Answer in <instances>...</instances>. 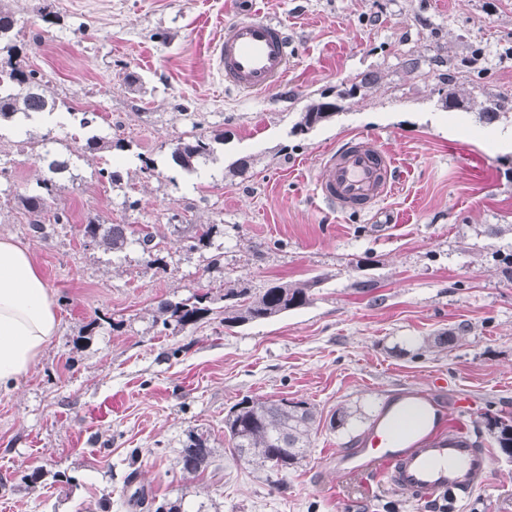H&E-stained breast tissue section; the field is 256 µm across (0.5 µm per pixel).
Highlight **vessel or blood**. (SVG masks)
I'll return each mask as SVG.
<instances>
[{
  "label": "vessel or blood",
  "instance_id": "obj_1",
  "mask_svg": "<svg viewBox=\"0 0 512 512\" xmlns=\"http://www.w3.org/2000/svg\"><path fill=\"white\" fill-rule=\"evenodd\" d=\"M212 60L225 87L260 93L282 83L290 69L288 30L264 18L225 21L224 34L212 45ZM317 193L327 206L348 212L375 204L394 189L395 162L375 140L355 136L324 154ZM489 453L456 431L423 435L399 446L388 428L375 425L363 448L336 454L337 471L370 475L414 500H427L442 491L468 494L484 481Z\"/></svg>",
  "mask_w": 512,
  "mask_h": 512
}]
</instances>
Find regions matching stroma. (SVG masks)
<instances>
[{"instance_id":"stroma-1","label":"stroma","mask_w":512,"mask_h":512,"mask_svg":"<svg viewBox=\"0 0 512 512\" xmlns=\"http://www.w3.org/2000/svg\"><path fill=\"white\" fill-rule=\"evenodd\" d=\"M0 0L24 27L21 60L69 109L97 113L124 142L121 179L98 174L110 153L78 152L72 125L0 127V237L26 246L50 292L58 332L15 387L0 389V503L8 512H512V457L486 427L512 415V118L486 122L488 100L512 98V0ZM243 16L288 28L286 82L225 90L209 51ZM459 106L446 108L451 72ZM371 85L348 96L353 79ZM327 122L293 127L320 96ZM223 135L213 161L187 175L172 146ZM377 139L396 162L389 198L340 213L315 194L325 149ZM75 159L49 202L68 223L31 232L16 204L47 177L30 138ZM152 161L143 169L142 158ZM247 159L248 170L229 174ZM152 234L112 254L83 238L89 219ZM208 247L188 250L193 225ZM309 284L307 305L228 327V288ZM210 293L213 312L180 332L157 305ZM462 331L450 348L427 337ZM426 397L448 428L465 401L469 437L490 451L483 487L412 501L336 472L327 454L354 452L394 401ZM314 407L305 458L273 472L236 460L224 418L245 398ZM346 423L331 428L338 409ZM207 438L204 473L183 471L189 434ZM133 483H126L128 474ZM147 503L132 505L134 493Z\"/></svg>"}]
</instances>
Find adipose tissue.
<instances>
[{
	"mask_svg": "<svg viewBox=\"0 0 512 512\" xmlns=\"http://www.w3.org/2000/svg\"><path fill=\"white\" fill-rule=\"evenodd\" d=\"M57 325L55 305L30 253L0 238V388L35 366Z\"/></svg>",
	"mask_w": 512,
	"mask_h": 512,
	"instance_id": "ef3b65f1",
	"label": "adipose tissue"
}]
</instances>
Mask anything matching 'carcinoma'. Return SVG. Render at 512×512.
<instances>
[{"label":"carcinoma","instance_id":"carcinoma-1","mask_svg":"<svg viewBox=\"0 0 512 512\" xmlns=\"http://www.w3.org/2000/svg\"><path fill=\"white\" fill-rule=\"evenodd\" d=\"M18 19L14 14L0 7V123L14 122L19 119L29 120L37 114L52 113L57 106L55 93L37 71L26 70L16 61L17 44L14 39L19 36ZM327 102L315 100L300 113L294 131L306 133L317 125L331 119L334 113L325 111ZM73 117L79 120L83 129L89 130L83 145L84 152L97 153L122 149L121 141H112L93 131L96 116L75 112ZM215 148L213 139L200 133L180 138L173 145L171 159L185 172L196 170V165L213 156ZM50 152L38 155L48 161L51 178L38 182L39 191L20 197L23 208L35 219L30 221L34 234L44 230L41 214L47 201L53 198L56 182L54 176L69 171L70 159L48 158ZM215 226L201 224L195 227L193 235L188 238L187 247L195 250L206 245ZM83 235L105 249L121 253L132 244L137 243L142 252L148 256L153 253V236L145 233L131 239L122 224H100L90 221L82 229ZM224 305V322L243 324L260 322L282 315L292 309L307 304L309 289L288 283L272 285L258 293L248 288H228L222 296ZM209 293L195 294L180 301L162 300L158 303V312L162 325L166 329L183 330L206 318L211 312ZM317 414L305 401L261 400L246 398L236 403L225 416L224 428L229 436L231 452L234 457L247 463L269 466L278 472L286 471L299 464L311 445L315 430ZM488 429L494 435L501 450L512 456V418L499 417L488 422ZM210 449L207 440L192 435L189 444L181 450L182 469L196 473L208 465Z\"/></svg>","mask_w":512,"mask_h":512}]
</instances>
